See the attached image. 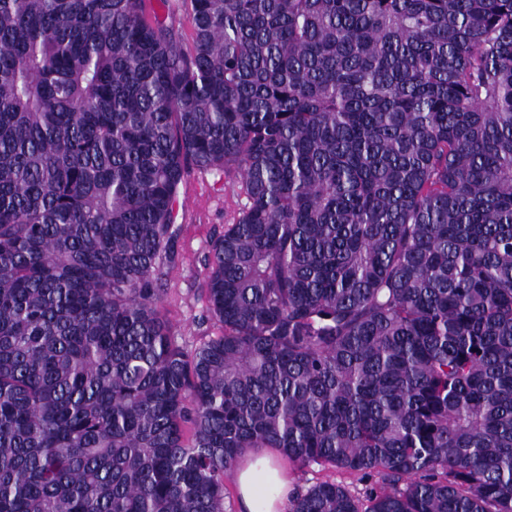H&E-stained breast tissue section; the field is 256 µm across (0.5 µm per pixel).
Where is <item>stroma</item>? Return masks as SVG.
Returning a JSON list of instances; mask_svg holds the SVG:
<instances>
[{
    "instance_id": "stroma-1",
    "label": "stroma",
    "mask_w": 512,
    "mask_h": 512,
    "mask_svg": "<svg viewBox=\"0 0 512 512\" xmlns=\"http://www.w3.org/2000/svg\"><path fill=\"white\" fill-rule=\"evenodd\" d=\"M246 204L242 183L231 170L194 168L179 186L175 220L178 259L166 275L161 312L186 351H194L222 332L221 325L208 318L203 292L205 264L212 240L225 225L237 220ZM289 475L296 488L329 481L359 499L376 483L375 477L321 464L290 466Z\"/></svg>"
}]
</instances>
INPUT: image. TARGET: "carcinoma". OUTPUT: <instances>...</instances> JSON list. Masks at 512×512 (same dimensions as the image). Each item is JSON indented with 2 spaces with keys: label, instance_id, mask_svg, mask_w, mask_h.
<instances>
[{
  "label": "carcinoma",
  "instance_id": "carcinoma-1",
  "mask_svg": "<svg viewBox=\"0 0 512 512\" xmlns=\"http://www.w3.org/2000/svg\"><path fill=\"white\" fill-rule=\"evenodd\" d=\"M0 0V512H224L247 448L378 477L289 512H512V0ZM248 205L192 352L190 168ZM161 2L164 6L165 23L178 35V44L184 51H191L193 48V23L190 12L183 3L184 0H151ZM247 202L233 170L193 168L179 186L178 259L167 270L161 312L188 352L222 333L221 325L207 318L205 264L211 241L237 220Z\"/></svg>",
  "mask_w": 512,
  "mask_h": 512
}]
</instances>
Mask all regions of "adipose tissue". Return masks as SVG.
<instances>
[{"mask_svg":"<svg viewBox=\"0 0 512 512\" xmlns=\"http://www.w3.org/2000/svg\"><path fill=\"white\" fill-rule=\"evenodd\" d=\"M238 512H287L288 473L273 455L248 458L236 469Z\"/></svg>","mask_w":512,"mask_h":512,"instance_id":"adipose-tissue-1","label":"adipose tissue"}]
</instances>
